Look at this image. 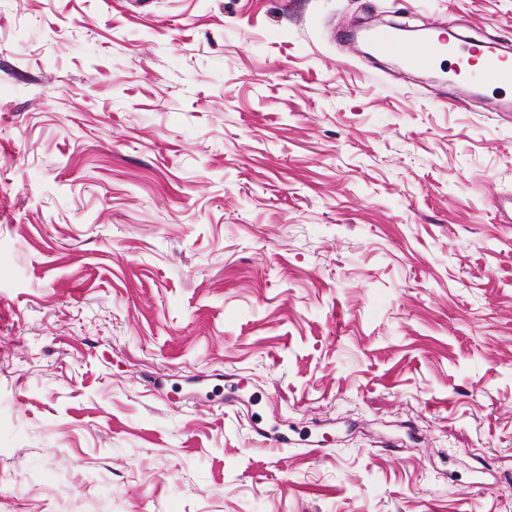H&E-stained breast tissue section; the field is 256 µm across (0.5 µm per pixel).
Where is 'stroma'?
Wrapping results in <instances>:
<instances>
[{
	"instance_id": "obj_1",
	"label": "stroma",
	"mask_w": 512,
	"mask_h": 512,
	"mask_svg": "<svg viewBox=\"0 0 512 512\" xmlns=\"http://www.w3.org/2000/svg\"><path fill=\"white\" fill-rule=\"evenodd\" d=\"M373 16L512 49V0H0V512H512V86ZM442 32L439 29L434 30ZM458 40V41H457ZM485 46L477 41H463L457 39L448 32V36L442 32L437 37L433 36L418 43H406L400 46V55L409 67L427 68L434 65L435 61L452 53L457 56L451 78V94L455 102L464 104L473 96V89L477 85H512V67H506L504 54H494L486 51ZM472 54L482 55L469 63ZM467 63H465V57ZM483 62V64H482Z\"/></svg>"
}]
</instances>
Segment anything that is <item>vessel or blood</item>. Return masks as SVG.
Masks as SVG:
<instances>
[{
	"label": "vessel or blood",
	"instance_id": "1",
	"mask_svg": "<svg viewBox=\"0 0 512 512\" xmlns=\"http://www.w3.org/2000/svg\"><path fill=\"white\" fill-rule=\"evenodd\" d=\"M449 53L458 58L451 78V94L455 102L467 103L478 85H512V67L506 66L505 56L486 52L483 44L476 41H463L442 33L418 43L403 44L400 48L406 64L415 68L433 66L437 59ZM472 54L482 56L480 69H471L466 63V56Z\"/></svg>",
	"mask_w": 512,
	"mask_h": 512
}]
</instances>
